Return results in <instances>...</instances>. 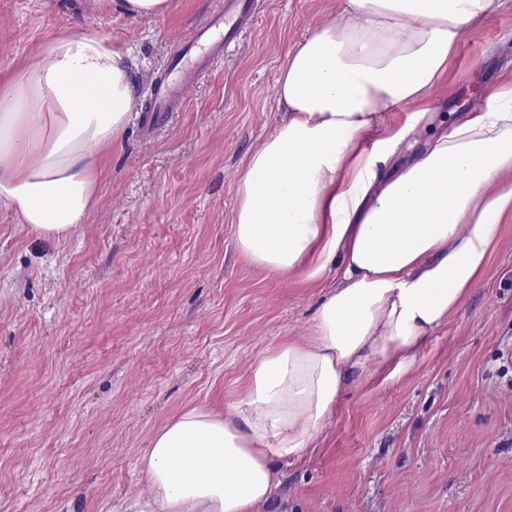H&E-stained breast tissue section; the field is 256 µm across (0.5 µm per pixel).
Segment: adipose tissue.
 Segmentation results:
<instances>
[{
    "label": "adipose tissue",
    "instance_id": "1",
    "mask_svg": "<svg viewBox=\"0 0 512 512\" xmlns=\"http://www.w3.org/2000/svg\"><path fill=\"white\" fill-rule=\"evenodd\" d=\"M502 0H347L287 56L285 111L237 183L234 239L272 274L330 281L303 342L267 350L229 411L185 410L140 460L148 493L112 512H259L353 376L395 379L486 276L512 214V92L454 125L417 113L423 147L386 172L381 115L426 98L466 29ZM134 57L97 30L62 35L0 84V206L38 237L88 219L99 148L135 103ZM373 137L371 150L360 147Z\"/></svg>",
    "mask_w": 512,
    "mask_h": 512
}]
</instances>
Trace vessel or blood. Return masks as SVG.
Listing matches in <instances>:
<instances>
[{
	"label": "vessel or blood",
	"mask_w": 512,
	"mask_h": 512,
	"mask_svg": "<svg viewBox=\"0 0 512 512\" xmlns=\"http://www.w3.org/2000/svg\"><path fill=\"white\" fill-rule=\"evenodd\" d=\"M256 4L257 0H223L189 39L177 42L169 74L156 88L153 111L174 112L185 103L210 57L237 40L253 18Z\"/></svg>",
	"instance_id": "vessel-or-blood-1"
}]
</instances>
